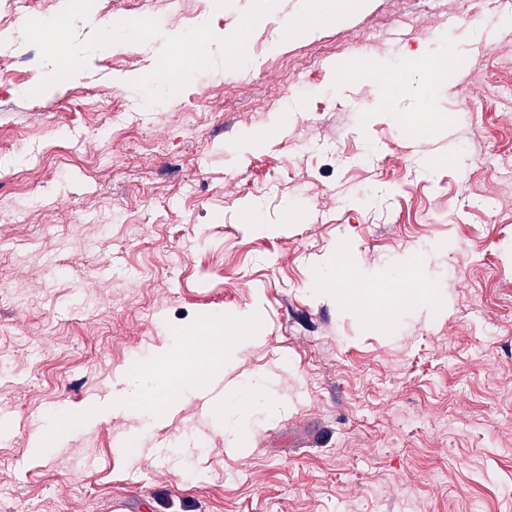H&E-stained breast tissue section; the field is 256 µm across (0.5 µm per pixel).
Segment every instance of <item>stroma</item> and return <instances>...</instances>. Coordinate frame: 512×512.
Here are the masks:
<instances>
[{
	"label": "stroma",
	"instance_id": "stroma-1",
	"mask_svg": "<svg viewBox=\"0 0 512 512\" xmlns=\"http://www.w3.org/2000/svg\"><path fill=\"white\" fill-rule=\"evenodd\" d=\"M300 2L244 69L152 106L131 82L163 36L229 35L252 0H96L94 26L162 37L38 95L48 66L5 47L0 512H512V0H338L291 37ZM416 48L441 76L378 111ZM363 57L378 78H339ZM345 268L436 300L346 305ZM237 314L253 341L200 356L166 418L125 400L132 360ZM255 377L279 412L218 430L225 385Z\"/></svg>",
	"mask_w": 512,
	"mask_h": 512
}]
</instances>
